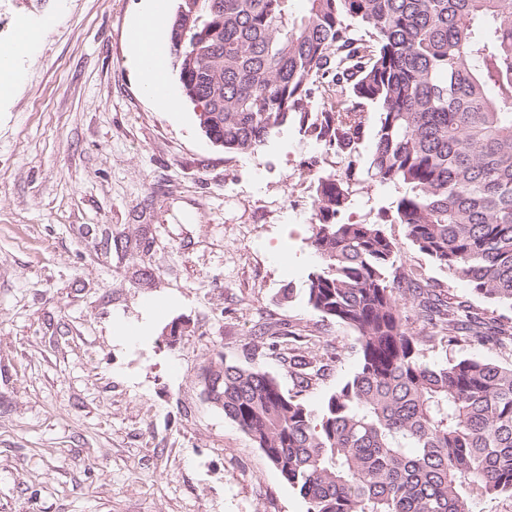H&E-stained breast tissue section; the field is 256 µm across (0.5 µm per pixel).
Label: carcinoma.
I'll list each match as a JSON object with an SVG mask.
<instances>
[{"mask_svg": "<svg viewBox=\"0 0 512 512\" xmlns=\"http://www.w3.org/2000/svg\"><path fill=\"white\" fill-rule=\"evenodd\" d=\"M177 0L171 42L199 127L229 154L293 122L347 160L314 178L308 306L357 333V372L317 410L254 367L208 369L213 404L260 448L307 512H476L512 493V366L431 365L430 342L512 345V326L435 298L378 223H345L366 131L376 181L405 189L382 211L418 250L512 308V0ZM410 304L406 315L400 301ZM298 337L268 326L271 349ZM297 386L318 374L292 364Z\"/></svg>", "mask_w": 512, "mask_h": 512, "instance_id": "1", "label": "carcinoma"}]
</instances>
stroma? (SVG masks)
<instances>
[{"instance_id": "35a3bbf8", "label": "stroma", "mask_w": 512, "mask_h": 512, "mask_svg": "<svg viewBox=\"0 0 512 512\" xmlns=\"http://www.w3.org/2000/svg\"><path fill=\"white\" fill-rule=\"evenodd\" d=\"M141 0H0V42L40 24L0 81V512H307L260 448L210 403L205 369L258 368L311 408L358 369L356 332L307 305L310 163L288 125L232 155L193 105L160 111L126 65ZM343 215L374 222L398 195L367 175ZM397 263L501 323L399 224ZM293 298L283 302V289ZM304 330L253 350L261 324ZM142 328L136 339L121 325ZM339 357L298 391L291 353ZM428 361L512 364V347L425 345Z\"/></svg>"}]
</instances>
